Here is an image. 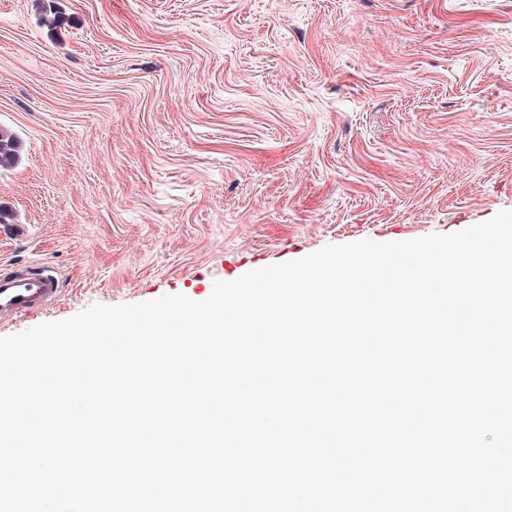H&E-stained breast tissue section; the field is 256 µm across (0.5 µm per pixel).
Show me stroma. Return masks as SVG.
Instances as JSON below:
<instances>
[{
    "label": "stroma",
    "mask_w": 512,
    "mask_h": 512,
    "mask_svg": "<svg viewBox=\"0 0 512 512\" xmlns=\"http://www.w3.org/2000/svg\"><path fill=\"white\" fill-rule=\"evenodd\" d=\"M0 127V264L62 286L0 337L201 301L512 210V0H0Z\"/></svg>",
    "instance_id": "35a3bbf8"
}]
</instances>
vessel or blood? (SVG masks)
Masks as SVG:
<instances>
[{"mask_svg": "<svg viewBox=\"0 0 512 512\" xmlns=\"http://www.w3.org/2000/svg\"><path fill=\"white\" fill-rule=\"evenodd\" d=\"M58 295L59 277L54 268L0 267V318L45 308Z\"/></svg>", "mask_w": 512, "mask_h": 512, "instance_id": "1", "label": "vessel or blood"}]
</instances>
